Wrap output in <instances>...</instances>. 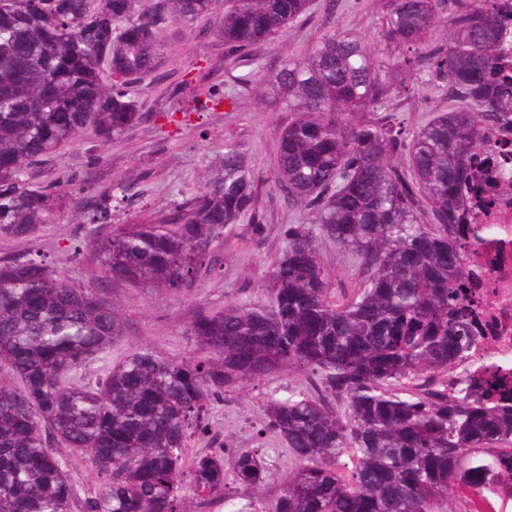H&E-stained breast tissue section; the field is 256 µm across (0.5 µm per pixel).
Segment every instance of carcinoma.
Returning <instances> with one entry per match:
<instances>
[{
	"instance_id": "carcinoma-1",
	"label": "carcinoma",
	"mask_w": 512,
	"mask_h": 512,
	"mask_svg": "<svg viewBox=\"0 0 512 512\" xmlns=\"http://www.w3.org/2000/svg\"><path fill=\"white\" fill-rule=\"evenodd\" d=\"M455 21L429 44L442 0H386L383 37L398 55L374 57L350 34L321 38L268 80L295 118L282 130L272 178L311 211L292 224L269 273L264 304L198 308L191 332L212 357L170 360L139 348L95 384L73 375L119 335L114 305L72 286L41 253L0 258V512H71L73 489L56 446L85 454L99 478L84 512H184L224 491V449L185 465L208 403L237 382L288 366L317 377L311 391L266 403V427L297 468L273 508L259 512H448L460 484L477 487L482 459L512 456V407L485 364L466 296L467 245L458 241L478 140L512 130V65L499 19L512 0H447ZM311 0H232L224 55L289 26L304 32ZM210 0H12L0 6V238L28 237L59 194L34 183L59 147L92 130L121 138L143 116L129 88L160 79L164 33L208 14ZM448 81L455 105L414 131L394 112L390 67ZM252 174L224 144L217 173L174 210L127 229L106 224L115 191L88 172L75 205L102 231L88 249L112 281L191 288L224 257V227L257 222ZM431 218H421L423 205ZM330 240L367 275L337 303L318 259ZM462 366L460 374L448 375ZM351 474L339 472L341 459ZM248 489L265 479L258 450L237 453Z\"/></svg>"
}]
</instances>
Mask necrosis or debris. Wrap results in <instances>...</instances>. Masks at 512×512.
Masks as SVG:
<instances>
[{"label":"necrosis or debris","mask_w":512,"mask_h":512,"mask_svg":"<svg viewBox=\"0 0 512 512\" xmlns=\"http://www.w3.org/2000/svg\"><path fill=\"white\" fill-rule=\"evenodd\" d=\"M499 144L498 167L475 165L473 179L483 190L484 201L474 202L459 235L470 239L474 227L489 228L484 245L470 248L468 268L473 272V299L483 311L481 341L472 359L512 369V183H503L500 169L512 166V135L494 134ZM512 477V462L497 465L477 488L491 512H512V498L505 480Z\"/></svg>","instance_id":"necrosis-or-debris-1"}]
</instances>
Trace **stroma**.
Here are the masks:
<instances>
[{
    "label": "stroma",
    "instance_id": "35a3bbf8",
    "mask_svg": "<svg viewBox=\"0 0 512 512\" xmlns=\"http://www.w3.org/2000/svg\"><path fill=\"white\" fill-rule=\"evenodd\" d=\"M228 4L229 0H212L208 15L167 36L158 66L161 81H145L132 90L133 97L144 106L140 123L120 139L97 148L92 145L93 133H85L78 142L64 146L37 180L41 186H62L90 170L98 186L123 182L134 202L112 210L110 222L128 228L149 223L186 199L212 172L225 142H233L255 177L254 210L259 221L225 228L223 268L204 275L198 287L177 293L142 283H109L88 254H75V245L89 239L96 227L86 217L76 215L69 203L56 210L36 234L0 239V258L47 254L75 287L99 289L117 307L121 336L113 340L105 356L76 373L78 383H95L108 368L141 347L172 360L202 357L190 331L196 306L220 310L230 302L267 301L268 274L280 256L283 234L289 225L305 222L307 212L289 204L273 183L278 139L293 115L282 91L265 76L278 70L284 60L303 57L321 37L338 31L360 36L376 56L390 52L381 36L384 0H338L335 11L329 14L322 7H314L306 24L307 38L287 28L254 48L251 56L260 68L252 83L241 86L236 78L247 72L248 66L226 61L224 42L215 32ZM388 80L393 87L411 90L410 96H396L390 102L408 128L424 125L452 106L446 81L433 73L395 68ZM184 83L197 92L212 89L226 94L227 99L217 112L186 111L184 99L170 95L174 86ZM319 258L332 300L340 302L358 292L364 276L351 255L324 242ZM310 379L309 370L288 367L262 380H245L227 389L223 399L210 404L209 431L190 440L187 457L223 449L224 481L232 488L236 485L237 450L258 449L265 479L246 495L272 504L296 462L286 441L265 429L264 406L270 398L285 399L310 390Z\"/></svg>",
    "mask_w": 512,
    "mask_h": 512
}]
</instances>
